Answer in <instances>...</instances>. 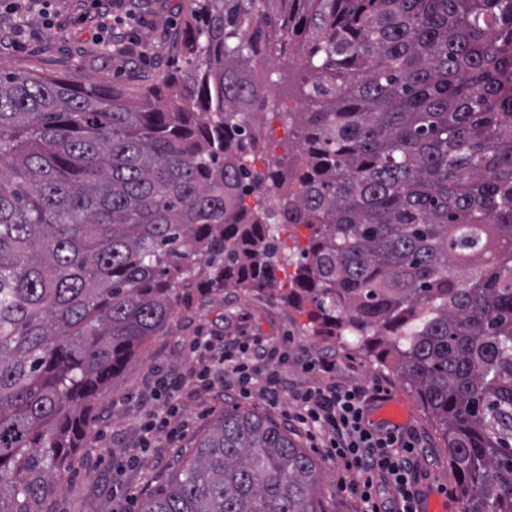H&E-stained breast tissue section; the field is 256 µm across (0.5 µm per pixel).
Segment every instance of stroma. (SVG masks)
<instances>
[{"label": "stroma", "mask_w": 512, "mask_h": 512, "mask_svg": "<svg viewBox=\"0 0 512 512\" xmlns=\"http://www.w3.org/2000/svg\"><path fill=\"white\" fill-rule=\"evenodd\" d=\"M187 0H121L113 6L110 36L94 20L90 0H48L46 8L20 14L0 10V30L10 40L0 45V67L31 68L77 82L106 79L127 88L144 86L171 60L167 35L179 27ZM202 334L249 342L256 338L286 342L288 363H259L261 373L278 381L280 402L270 407L258 394L230 400L226 388L234 382L200 376L201 353L195 341ZM324 352L337 355V381L366 388L382 385L387 401L399 412L398 423L415 428L425 443L419 459L421 497L437 496L446 512H458L456 479L448 454L432 420L413 391L396 375L393 361L363 355L352 340L312 335L305 310L261 291L227 288L180 311L170 330L151 337L139 355L115 376L108 392L95 404L97 421L93 448L75 452L64 489L46 505V512H137L141 497L164 490L177 458L193 448L224 410L238 406L285 424L291 393L314 382L302 356ZM175 394L178 410L171 420L175 439L158 434L151 446L142 443L147 423L166 408Z\"/></svg>", "instance_id": "obj_1"}]
</instances>
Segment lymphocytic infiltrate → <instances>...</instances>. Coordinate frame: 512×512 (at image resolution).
Listing matches in <instances>:
<instances>
[{
    "label": "lymphocytic infiltrate",
    "instance_id": "lymphocytic-infiltrate-1",
    "mask_svg": "<svg viewBox=\"0 0 512 512\" xmlns=\"http://www.w3.org/2000/svg\"><path fill=\"white\" fill-rule=\"evenodd\" d=\"M196 344L207 353H218L219 365L236 377V388L247 398L262 390L270 405H277L279 392L273 379H262L249 359L265 354L287 362L283 345L263 339L241 342L235 339L214 343L198 337ZM305 369L326 376L325 384L295 392L287 415L289 426L304 430L308 439H320L325 459L344 472L339 491L350 498L355 512H418V470L416 458L421 441L414 430L393 431L372 427L367 413L374 402L387 396L384 388L368 390L359 385L334 381L335 360L311 357Z\"/></svg>",
    "mask_w": 512,
    "mask_h": 512
}]
</instances>
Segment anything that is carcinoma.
<instances>
[{
  "label": "carcinoma",
  "instance_id": "cac0c4a2",
  "mask_svg": "<svg viewBox=\"0 0 512 512\" xmlns=\"http://www.w3.org/2000/svg\"><path fill=\"white\" fill-rule=\"evenodd\" d=\"M170 44L143 90L0 67V512H44L111 377L202 281L385 343L462 512H512V0H189ZM288 50L312 75L282 113L297 151L259 171L247 117L280 96L257 67ZM319 479L233 408L139 512H323Z\"/></svg>",
  "mask_w": 512,
  "mask_h": 512
}]
</instances>
